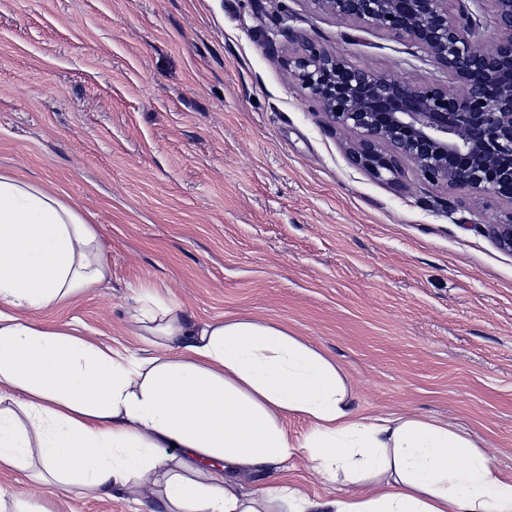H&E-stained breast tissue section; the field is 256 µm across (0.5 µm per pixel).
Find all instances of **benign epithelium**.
<instances>
[{
    "label": "benign epithelium",
    "instance_id": "benign-epithelium-1",
    "mask_svg": "<svg viewBox=\"0 0 512 512\" xmlns=\"http://www.w3.org/2000/svg\"><path fill=\"white\" fill-rule=\"evenodd\" d=\"M490 2L486 38L475 9ZM324 14L411 42L445 75L411 84L351 64L292 31L290 78L335 126L355 138L350 163L395 181L419 178L511 205L491 225L512 251V0H308Z\"/></svg>",
    "mask_w": 512,
    "mask_h": 512
}]
</instances>
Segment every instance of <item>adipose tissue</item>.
I'll use <instances>...</instances> for the list:
<instances>
[{
	"label": "adipose tissue",
	"mask_w": 512,
	"mask_h": 512,
	"mask_svg": "<svg viewBox=\"0 0 512 512\" xmlns=\"http://www.w3.org/2000/svg\"><path fill=\"white\" fill-rule=\"evenodd\" d=\"M109 278L94 225L0 174V468L97 496L151 484L161 512H512V470L474 439L412 415L357 419L336 364L279 324L195 323L146 296V346L120 351L30 316ZM291 415L306 435L288 433ZM173 445L182 459L161 456ZM301 453L360 492H240V475L285 476Z\"/></svg>",
	"instance_id": "1"
}]
</instances>
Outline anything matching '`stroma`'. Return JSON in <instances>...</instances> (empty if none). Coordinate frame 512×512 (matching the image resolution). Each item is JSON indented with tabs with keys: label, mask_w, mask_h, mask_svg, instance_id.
Here are the masks:
<instances>
[{
	"label": "stroma",
	"mask_w": 512,
	"mask_h": 512,
	"mask_svg": "<svg viewBox=\"0 0 512 512\" xmlns=\"http://www.w3.org/2000/svg\"><path fill=\"white\" fill-rule=\"evenodd\" d=\"M294 30L349 62L438 79L409 43L307 0H0V172L61 192L95 224L111 276L33 312L137 349L156 294L196 322H276L341 369L359 418L416 415L512 469V252L503 203L374 179L290 79ZM315 500L358 492L296 457ZM31 512H153L0 469Z\"/></svg>",
	"instance_id": "1"
}]
</instances>
